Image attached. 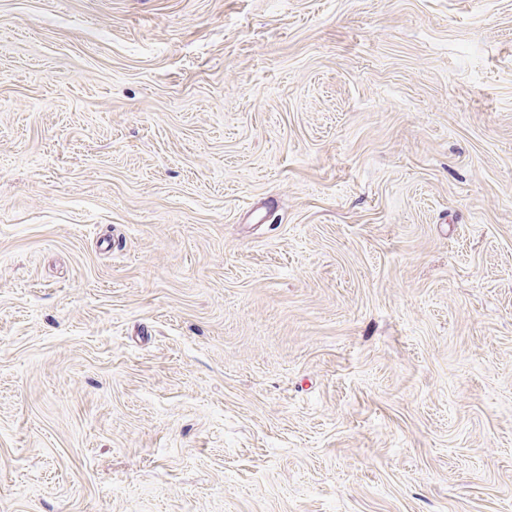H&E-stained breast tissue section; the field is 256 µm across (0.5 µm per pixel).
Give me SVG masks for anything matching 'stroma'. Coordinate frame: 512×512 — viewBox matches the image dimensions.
<instances>
[{"mask_svg": "<svg viewBox=\"0 0 512 512\" xmlns=\"http://www.w3.org/2000/svg\"><path fill=\"white\" fill-rule=\"evenodd\" d=\"M0 512H512V0H0Z\"/></svg>", "mask_w": 512, "mask_h": 512, "instance_id": "stroma-1", "label": "stroma"}]
</instances>
